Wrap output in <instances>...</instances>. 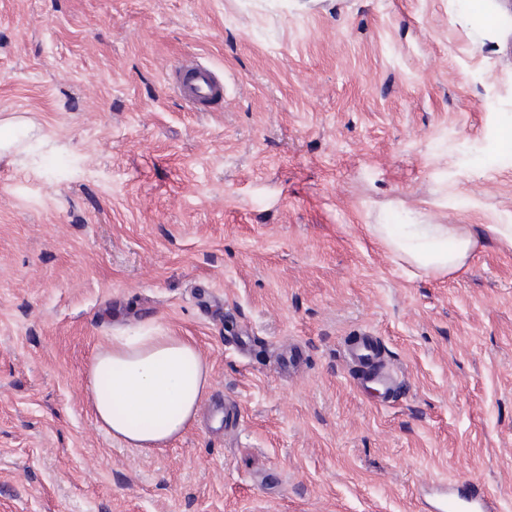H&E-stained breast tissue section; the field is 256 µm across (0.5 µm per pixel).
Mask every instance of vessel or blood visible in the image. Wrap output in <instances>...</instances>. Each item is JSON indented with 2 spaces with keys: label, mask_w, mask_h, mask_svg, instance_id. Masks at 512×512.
<instances>
[{
  "label": "vessel or blood",
  "mask_w": 512,
  "mask_h": 512,
  "mask_svg": "<svg viewBox=\"0 0 512 512\" xmlns=\"http://www.w3.org/2000/svg\"><path fill=\"white\" fill-rule=\"evenodd\" d=\"M170 85L175 95L193 112H206L224 99V76L213 66L196 59L183 60L175 70ZM348 362L367 368L373 373L376 384L389 388L393 377L380 363L377 339L362 332L346 344ZM439 512H497L498 506L480 486L468 488L458 498L443 500Z\"/></svg>",
  "instance_id": "1"
}]
</instances>
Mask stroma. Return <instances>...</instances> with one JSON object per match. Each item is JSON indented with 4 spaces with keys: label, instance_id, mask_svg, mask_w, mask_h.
I'll use <instances>...</instances> for the list:
<instances>
[{
    "label": "stroma",
    "instance_id": "stroma-1",
    "mask_svg": "<svg viewBox=\"0 0 512 512\" xmlns=\"http://www.w3.org/2000/svg\"><path fill=\"white\" fill-rule=\"evenodd\" d=\"M457 0H0V512H512V246L464 271L371 224H512V10ZM199 56L224 106L167 72ZM160 324L212 366L192 426L127 448L92 356ZM369 330L398 374L367 387ZM461 18L466 21L476 20L486 29H493L496 17L487 10L485 0H462ZM170 85L191 112H210L214 104L224 101V75L197 59H184ZM345 357L348 362L372 371L373 378L379 387L385 390L389 388L393 377L380 364L379 349L375 336L368 332L353 336L346 343ZM436 511L440 512H494L498 506L493 497H491L479 485H473L465 494L458 496V499L442 500Z\"/></svg>",
    "mask_w": 512,
    "mask_h": 512
}]
</instances>
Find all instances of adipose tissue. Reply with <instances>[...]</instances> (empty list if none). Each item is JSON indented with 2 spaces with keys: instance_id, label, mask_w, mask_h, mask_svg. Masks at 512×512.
Masks as SVG:
<instances>
[{
  "instance_id": "1",
  "label": "adipose tissue",
  "mask_w": 512,
  "mask_h": 512,
  "mask_svg": "<svg viewBox=\"0 0 512 512\" xmlns=\"http://www.w3.org/2000/svg\"><path fill=\"white\" fill-rule=\"evenodd\" d=\"M392 254L443 275L465 268L479 239L465 224H373ZM211 368L197 346L151 326L116 336L89 365L87 399L100 427L131 448H156L182 436L210 386Z\"/></svg>"
}]
</instances>
